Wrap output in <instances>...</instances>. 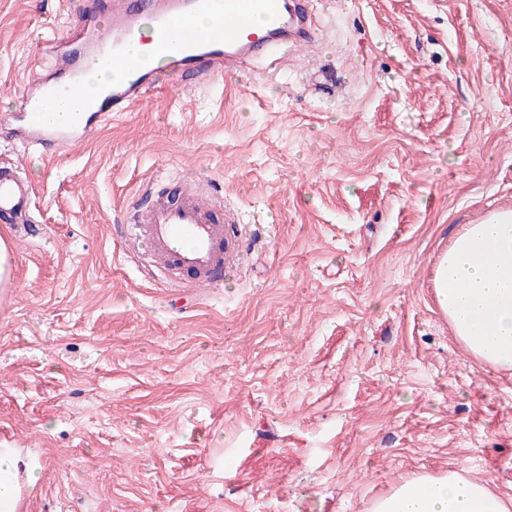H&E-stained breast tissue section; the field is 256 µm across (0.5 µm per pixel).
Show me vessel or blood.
Masks as SVG:
<instances>
[{
	"instance_id": "b4317fda",
	"label": "vessel or blood",
	"mask_w": 512,
	"mask_h": 512,
	"mask_svg": "<svg viewBox=\"0 0 512 512\" xmlns=\"http://www.w3.org/2000/svg\"><path fill=\"white\" fill-rule=\"evenodd\" d=\"M317 0H72L64 34L43 40L27 79L17 114L4 118L14 144L48 154L85 142L113 117L134 111L160 89L156 71L130 51L150 40L169 62L168 85L181 88L187 75L197 79L232 78L250 68H279L291 48L316 41ZM211 16L205 32L196 17ZM109 67V86L88 100L66 126L35 121L31 111L58 94L78 88L86 72ZM146 182L150 206L132 205L123 231L140 249L142 265L169 283L192 290L210 288L231 269L251 258L249 233L239 215L200 181L183 178L178 199ZM0 221L15 235L38 232L33 187L11 161H0Z\"/></svg>"
}]
</instances>
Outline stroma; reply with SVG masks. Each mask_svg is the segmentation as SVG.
I'll return each instance as SVG.
<instances>
[{
    "instance_id": "1",
    "label": "stroma",
    "mask_w": 512,
    "mask_h": 512,
    "mask_svg": "<svg viewBox=\"0 0 512 512\" xmlns=\"http://www.w3.org/2000/svg\"><path fill=\"white\" fill-rule=\"evenodd\" d=\"M271 71L160 90L47 158L0 293V438L25 512H368L456 469L512 497V370L480 364L431 270L512 209V0H322ZM61 0H0V114ZM251 222L247 273L164 286L118 235L151 176ZM40 469L22 455L19 448L1 443L0 448V512H18L21 498L19 477L26 485H33L39 478Z\"/></svg>"
}]
</instances>
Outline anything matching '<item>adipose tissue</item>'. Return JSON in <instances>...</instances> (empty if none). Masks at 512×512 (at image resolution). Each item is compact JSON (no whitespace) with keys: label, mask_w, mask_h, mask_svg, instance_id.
<instances>
[{"label":"adipose tissue","mask_w":512,"mask_h":512,"mask_svg":"<svg viewBox=\"0 0 512 512\" xmlns=\"http://www.w3.org/2000/svg\"><path fill=\"white\" fill-rule=\"evenodd\" d=\"M436 303L456 339L478 361L512 369V210L465 225L434 264ZM40 470L9 444L0 445V512H18L22 484ZM369 512H512V498L451 469L400 483Z\"/></svg>","instance_id":"adipose-tissue-1"}]
</instances>
